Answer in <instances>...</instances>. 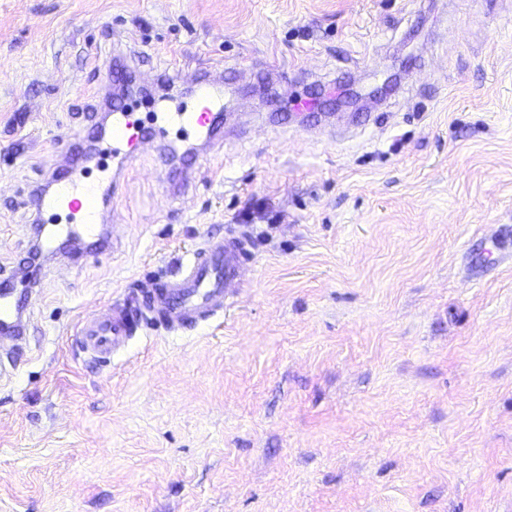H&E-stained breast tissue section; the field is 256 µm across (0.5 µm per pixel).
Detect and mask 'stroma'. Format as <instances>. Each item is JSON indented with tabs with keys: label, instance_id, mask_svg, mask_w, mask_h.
Wrapping results in <instances>:
<instances>
[{
	"label": "stroma",
	"instance_id": "35a3bbf8",
	"mask_svg": "<svg viewBox=\"0 0 512 512\" xmlns=\"http://www.w3.org/2000/svg\"><path fill=\"white\" fill-rule=\"evenodd\" d=\"M0 0V280L32 189L123 75L220 68L255 119L139 155L111 248L44 257L0 379V512H512V0ZM377 110L356 109L388 79ZM343 99L336 129L309 122ZM251 237L224 316L142 327L104 366L78 321Z\"/></svg>",
	"mask_w": 512,
	"mask_h": 512
}]
</instances>
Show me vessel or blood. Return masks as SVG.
<instances>
[{
	"instance_id": "vessel-or-blood-1",
	"label": "vessel or blood",
	"mask_w": 512,
	"mask_h": 512,
	"mask_svg": "<svg viewBox=\"0 0 512 512\" xmlns=\"http://www.w3.org/2000/svg\"><path fill=\"white\" fill-rule=\"evenodd\" d=\"M192 81L198 87L192 106H178L154 114L158 134H165L173 127L185 133H211L217 121L216 112L221 107L214 91V81L205 71L194 73ZM148 145L138 113L128 110L113 112L109 136L100 147L102 154L111 156L115 166L105 189L107 198L113 199L121 194V177L126 166ZM36 207L52 213L64 212L69 219L65 225H37L36 231L41 235L44 246H51L61 235L81 238L97 231L91 220L94 200L86 191L80 170H69L68 182L63 189L49 197H37ZM245 259L241 245L228 247L220 239L205 242L191 255L181 274L169 277L163 287L154 290L147 323H159L167 329L177 330L223 314L233 305L240 288L246 283ZM35 287L36 281L31 278L26 280L24 292L20 295L14 289L0 288V371L6 370L8 362L15 360L26 341ZM77 334L86 353L108 361L128 345L134 326L124 305L116 302L83 317Z\"/></svg>"
}]
</instances>
